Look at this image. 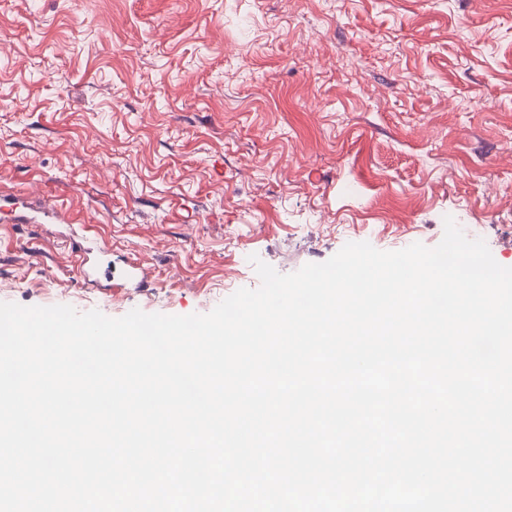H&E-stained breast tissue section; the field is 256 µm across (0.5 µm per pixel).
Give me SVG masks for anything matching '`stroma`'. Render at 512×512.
I'll return each instance as SVG.
<instances>
[{
	"mask_svg": "<svg viewBox=\"0 0 512 512\" xmlns=\"http://www.w3.org/2000/svg\"><path fill=\"white\" fill-rule=\"evenodd\" d=\"M0 189L34 211L0 216L23 306L205 314L250 255L433 247L448 216L512 267V0H0Z\"/></svg>",
	"mask_w": 512,
	"mask_h": 512,
	"instance_id": "stroma-1",
	"label": "stroma"
}]
</instances>
